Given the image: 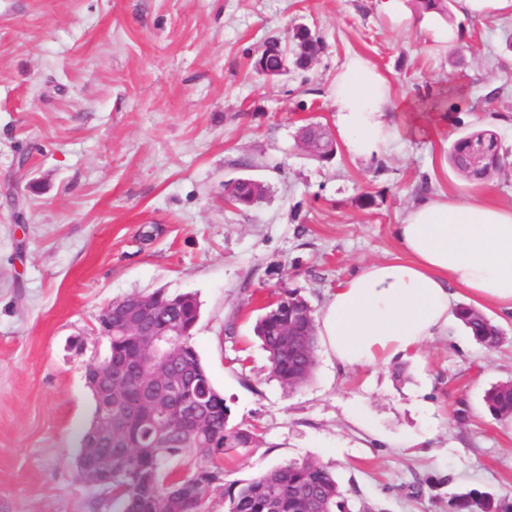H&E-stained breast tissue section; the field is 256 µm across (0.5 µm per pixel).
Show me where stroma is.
<instances>
[{
	"instance_id": "obj_1",
	"label": "stroma",
	"mask_w": 512,
	"mask_h": 512,
	"mask_svg": "<svg viewBox=\"0 0 512 512\" xmlns=\"http://www.w3.org/2000/svg\"><path fill=\"white\" fill-rule=\"evenodd\" d=\"M463 56L412 12L380 0H0V512H109L76 470L93 415L87 368L109 351L98 317L163 290L201 306L193 344L233 427L262 440L226 482L289 459L328 468L350 512H448L477 488L512 502V420L484 395L512 382V318L494 350L463 326L419 355L345 370L318 348L294 392L269 376L254 334L262 308L299 289L315 310L362 263L397 255L392 233L417 198L481 196L512 207V9L448 0ZM324 42L304 71L252 68L270 38ZM370 58L396 98L446 93L448 118L364 161L331 103L348 57ZM326 126L336 154L297 144ZM494 131L507 165L484 185L448 162L458 135ZM264 183L237 210L224 186ZM418 442L401 448V435ZM298 137L310 143V149L304 150L313 159L318 161H329L334 155V149L331 147L332 140L319 125H307L302 127Z\"/></svg>"
}]
</instances>
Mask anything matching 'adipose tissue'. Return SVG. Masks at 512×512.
Wrapping results in <instances>:
<instances>
[{
	"label": "adipose tissue",
	"instance_id": "adipose-tissue-1",
	"mask_svg": "<svg viewBox=\"0 0 512 512\" xmlns=\"http://www.w3.org/2000/svg\"><path fill=\"white\" fill-rule=\"evenodd\" d=\"M336 125L348 152L369 158L401 136L396 105L375 63L352 55L332 82ZM393 233L399 256L370 261L330 295L318 321L341 368L376 367L418 354L453 319L454 289L512 317V209L476 198L424 197Z\"/></svg>",
	"mask_w": 512,
	"mask_h": 512
}]
</instances>
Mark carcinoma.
Wrapping results in <instances>:
<instances>
[{"label":"carcinoma","instance_id":"carcinoma-1","mask_svg":"<svg viewBox=\"0 0 512 512\" xmlns=\"http://www.w3.org/2000/svg\"><path fill=\"white\" fill-rule=\"evenodd\" d=\"M307 39L308 56L294 62L306 69L322 51L321 39L313 33L293 31V41ZM298 137L310 143L306 150L318 161L334 155L332 140L319 125L300 129ZM484 142L485 158L472 161L471 143ZM448 162L471 184L483 182L502 168L495 133L475 129L458 136L448 149ZM263 186L250 180L225 185L227 201L238 209L252 208L254 196ZM155 305L167 319L175 322L178 335L169 337L178 348V356L169 370L193 388L192 396L203 409L206 423L197 437L175 448H166V439L182 440L176 416L158 426L145 420L130 419L123 407L112 411V451L102 450L103 466H112V489H99L109 496L112 512H208L206 502L214 495L224 500V512H346L344 493L335 477L310 460L292 459L260 470L245 482L224 483L225 464L258 444L262 433L228 426L229 407L219 396L210 376L199 370V357L192 343L197 314L191 301L162 290L151 293ZM458 320L477 343L487 349L497 347L504 338L501 327L481 311L461 305ZM256 336L269 354L271 376L293 392L313 375L316 353L304 352L288 344V337L303 336L317 346L314 309L296 289L279 296L278 302L256 320ZM141 337L132 328L112 337L110 353L116 358L133 353ZM495 417L512 414V384L491 387L484 396ZM454 512H512V503L503 505L488 492L470 489L456 493L450 500Z\"/></svg>","mask_w":512,"mask_h":512}]
</instances>
